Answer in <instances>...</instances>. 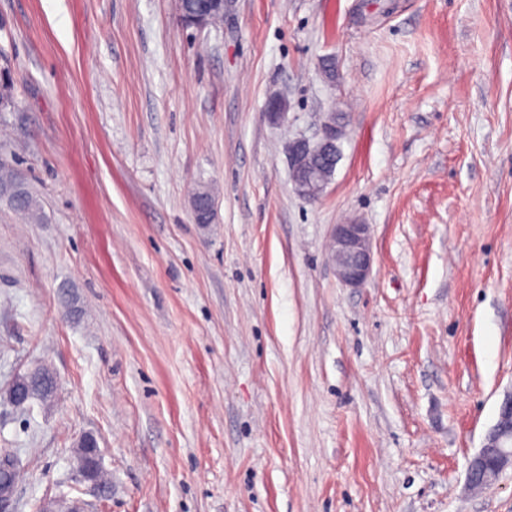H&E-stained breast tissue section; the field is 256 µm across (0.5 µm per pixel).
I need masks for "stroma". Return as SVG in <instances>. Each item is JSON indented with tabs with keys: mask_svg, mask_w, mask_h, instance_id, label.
Listing matches in <instances>:
<instances>
[{
	"mask_svg": "<svg viewBox=\"0 0 512 512\" xmlns=\"http://www.w3.org/2000/svg\"><path fill=\"white\" fill-rule=\"evenodd\" d=\"M0 70V162L45 215L0 202L5 512H512L511 468L467 485L512 391V0H227L204 29L177 0H0ZM331 112L311 201L288 144ZM353 219L358 288L327 258ZM44 364L53 402L9 404ZM329 154L331 155V160L335 159L332 163H328L325 160V157L319 153L309 152L305 156L304 165L308 170L314 173V184H318L322 179H329L332 176L334 168L336 167L337 163L336 145L334 147V150ZM330 259L343 285L361 286L369 277L373 263L369 225L355 221L336 224L331 236ZM79 444H80V446H82V448H76L75 454H74V467H75L76 473H77V470L79 469V465H80L81 461L85 457L86 448L90 449L92 465L96 468L99 467L101 462H100V456H99V450H98L99 447H98V442H97L96 437L91 433L84 434L81 437ZM92 478L95 479L96 484L94 482H91V483L94 486L97 485L98 488H101L102 493H106L107 489H108V482L105 478V473H104V470L102 469V467H99L92 473ZM23 467V460L17 451L11 448H0V492L3 503L5 490L14 482Z\"/></svg>",
	"mask_w": 512,
	"mask_h": 512,
	"instance_id": "35a3bbf8",
	"label": "stroma"
}]
</instances>
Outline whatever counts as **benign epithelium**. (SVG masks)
Instances as JSON below:
<instances>
[{
  "label": "benign epithelium",
  "instance_id": "7a95c632",
  "mask_svg": "<svg viewBox=\"0 0 512 512\" xmlns=\"http://www.w3.org/2000/svg\"><path fill=\"white\" fill-rule=\"evenodd\" d=\"M224 2L211 0L206 14L187 21V24L200 29L212 25L213 15H224ZM341 134L339 125L327 122L315 143L303 139L291 144L288 157L292 169H301V158L305 151L315 149L322 153ZM330 259L343 285L352 288L361 286L369 277L373 263L369 225L355 221L336 225L331 236ZM508 468H512V393L501 402L497 422L489 431L485 445L469 462L468 485L478 483L491 486Z\"/></svg>",
  "mask_w": 512,
  "mask_h": 512
}]
</instances>
